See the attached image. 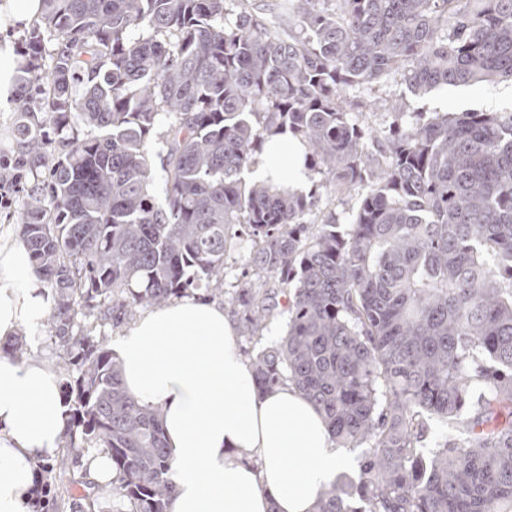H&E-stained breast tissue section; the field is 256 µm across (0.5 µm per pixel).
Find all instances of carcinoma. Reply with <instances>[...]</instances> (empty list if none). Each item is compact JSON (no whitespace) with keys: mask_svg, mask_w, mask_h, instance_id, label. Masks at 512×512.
Masks as SVG:
<instances>
[{"mask_svg":"<svg viewBox=\"0 0 512 512\" xmlns=\"http://www.w3.org/2000/svg\"><path fill=\"white\" fill-rule=\"evenodd\" d=\"M40 2L0 184L20 188L19 238L56 296L44 323L68 376L57 465L94 444L125 512H167L162 407L128 392L95 331L224 290L241 224L249 266L285 306L247 280L227 306L258 342L288 316L252 358L259 390L293 384L338 447L363 449L314 512H512V113L414 122L395 107L370 154L343 105L394 73L415 93L512 81V0ZM279 14L298 32H279ZM284 133L325 190L360 195L346 227L305 223L316 193L284 173L245 179ZM0 353L21 362L28 347L19 336ZM434 418L458 434L427 454Z\"/></svg>","mask_w":512,"mask_h":512,"instance_id":"cac0c4a2","label":"carcinoma"}]
</instances>
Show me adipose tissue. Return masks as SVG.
I'll return each instance as SVG.
<instances>
[{"mask_svg":"<svg viewBox=\"0 0 512 512\" xmlns=\"http://www.w3.org/2000/svg\"><path fill=\"white\" fill-rule=\"evenodd\" d=\"M302 147L271 138L257 178L284 171L302 187ZM52 297L20 238H0V338L37 331ZM223 307L185 298L144 313L116 342L129 392L164 408L175 492L168 512H313L349 468L344 449L293 386L260 392ZM66 428L55 374L0 358V512H32L36 460L55 456Z\"/></svg>","mask_w":512,"mask_h":512,"instance_id":"1","label":"adipose tissue"}]
</instances>
